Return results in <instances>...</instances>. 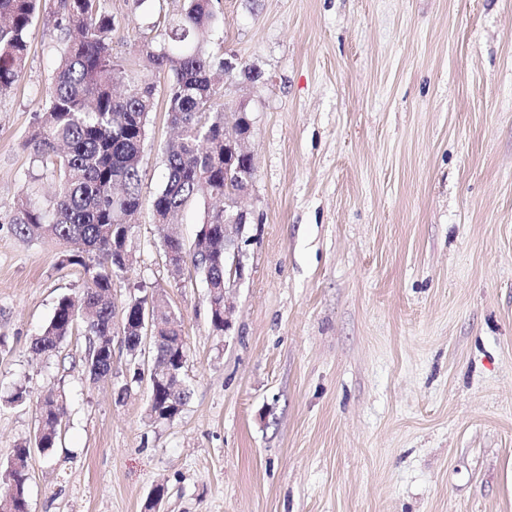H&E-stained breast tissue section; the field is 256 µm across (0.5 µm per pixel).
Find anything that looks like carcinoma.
I'll list each match as a JSON object with an SVG mask.
<instances>
[{"instance_id":"1","label":"carcinoma","mask_w":512,"mask_h":512,"mask_svg":"<svg viewBox=\"0 0 512 512\" xmlns=\"http://www.w3.org/2000/svg\"><path fill=\"white\" fill-rule=\"evenodd\" d=\"M217 0H186L177 17L167 21L164 36L173 48L142 52L158 73H167L170 123L178 138L164 148L166 180L152 201L154 221L169 224L190 202L206 195L223 199L235 189L224 176V132L246 111H226L221 93L224 60L207 52ZM41 0H0V93L22 77L28 59V29ZM64 34V47L46 92V105L24 142L33 160L50 173L53 195L45 200L19 195L11 218L15 235L26 242L52 241L63 248L64 262L83 270L84 289L77 301L59 299L53 316L32 340L36 354L55 352L80 328L85 336L82 361L90 375L112 372V283L129 268L124 246L142 208L141 162L146 121L153 111L156 84L151 78L129 79L121 60L112 55L115 20L103 0H53L48 11ZM174 266L182 260L179 238H163ZM203 271L214 302L224 299V211L207 214L197 233L192 256ZM159 339L154 358L171 360L183 373L186 341L162 295ZM189 391L159 386L150 398L148 415L168 410L180 414ZM39 420L33 446L15 449L0 479L19 492L17 512H30L28 470L19 462L32 448L49 454L61 438L66 403L46 391L38 401Z\"/></svg>"}]
</instances>
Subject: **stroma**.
<instances>
[{"mask_svg":"<svg viewBox=\"0 0 512 512\" xmlns=\"http://www.w3.org/2000/svg\"><path fill=\"white\" fill-rule=\"evenodd\" d=\"M181 4L106 0L129 75ZM28 41L0 93V466L41 394L68 409L32 455L31 512H148L159 486L155 512H512V0H221L208 49L239 64L223 91L248 105L256 167L232 327H211L201 272L165 262L161 98L112 286L117 309L158 293L181 322L190 396L170 421L149 419L121 333L101 379L81 334L29 350L84 279L9 224L20 184H50L23 146L62 47L46 12Z\"/></svg>","mask_w":512,"mask_h":512,"instance_id":"1","label":"stroma"}]
</instances>
